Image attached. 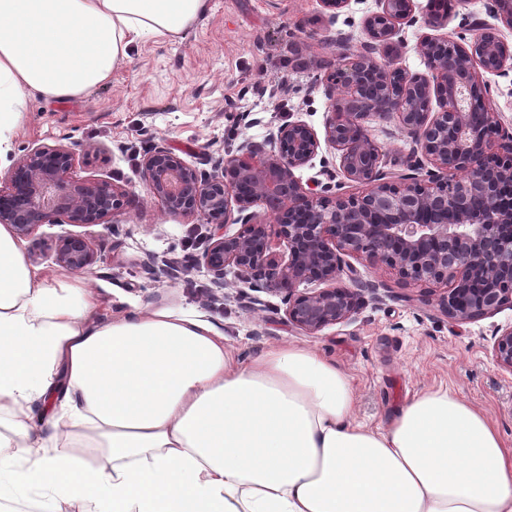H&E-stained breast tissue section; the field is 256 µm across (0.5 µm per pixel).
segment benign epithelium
<instances>
[{"label":"benign epithelium","instance_id":"benign-epithelium-1","mask_svg":"<svg viewBox=\"0 0 512 512\" xmlns=\"http://www.w3.org/2000/svg\"><path fill=\"white\" fill-rule=\"evenodd\" d=\"M378 2L381 11L367 17L360 48L338 32L328 38L336 55L316 61V68L332 69L335 90L323 140L340 152L344 177L361 194L296 175L321 140L302 121L280 125L270 151L242 143L204 179L164 144L153 146L140 166L167 213L215 223L199 258L215 290L224 288L231 268L255 290L283 294L288 321L309 334L359 313L364 297L354 259L385 265L405 284L444 286L438 306L455 322L512 305V206L501 202L503 188L512 186V134H499L500 113L479 76L512 71V45L477 19L467 44L423 36L418 52L428 74L411 75L395 66L394 56L401 26L417 22L414 0ZM487 10L512 30V0H492ZM371 115L396 120L410 140L406 172L383 170L364 126ZM74 161L63 145L24 154L0 186V224L16 238L42 224L109 225L129 193L76 177ZM229 224L240 231L227 234ZM55 261L88 273L96 257L87 237L71 234L56 245ZM313 282L322 287L299 289ZM493 357L512 373V325L495 331Z\"/></svg>","mask_w":512,"mask_h":512}]
</instances>
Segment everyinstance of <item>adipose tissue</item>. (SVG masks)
I'll use <instances>...</instances> for the list:
<instances>
[{"mask_svg":"<svg viewBox=\"0 0 512 512\" xmlns=\"http://www.w3.org/2000/svg\"><path fill=\"white\" fill-rule=\"evenodd\" d=\"M209 0H0V169L28 97L104 85L143 36ZM0 226V501L31 512H512V448L445 389L357 421L334 361L293 343L243 364L207 320L93 317ZM98 449L89 463L81 454Z\"/></svg>","mask_w":512,"mask_h":512,"instance_id":"ef3b65f1","label":"adipose tissue"}]
</instances>
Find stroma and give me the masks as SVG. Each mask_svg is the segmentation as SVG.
Returning <instances> with one entry per match:
<instances>
[{
	"instance_id": "1",
	"label": "stroma",
	"mask_w": 512,
	"mask_h": 512,
	"mask_svg": "<svg viewBox=\"0 0 512 512\" xmlns=\"http://www.w3.org/2000/svg\"><path fill=\"white\" fill-rule=\"evenodd\" d=\"M415 3L418 21L403 26L395 63L422 74L418 42L429 32L423 18L431 0ZM378 10L377 0H351L333 23L319 0H210L209 11L182 39L132 44L129 61L106 85L73 100L28 97L12 159L39 145L68 146L77 177L122 185L130 204L113 227L45 224L21 245L32 266L59 274L62 266L51 251L37 250L35 239L85 234L96 255L90 278L98 319L139 306L201 315L246 364L286 342L314 350L349 375L354 416L373 427L387 424L417 394L445 386L485 411L511 446L512 373L492 354L496 329L512 324L511 306L453 322L439 310V285L405 286L387 267L365 263L358 272L380 283L379 299H366L353 320L314 334L289 324L280 293L255 291L231 271L223 300L209 302L211 276L196 259L211 224L197 215L166 213L140 175V161L155 144H167L206 176L225 151L247 140L267 145L284 122L300 120L323 131L331 99L324 71L311 61L332 49L320 38L331 24L360 44L366 18ZM365 128L386 169H395L410 143L395 123L373 116ZM95 148L98 159L86 162L85 151ZM152 255L170 259V270L147 274L142 263Z\"/></svg>"
}]
</instances>
